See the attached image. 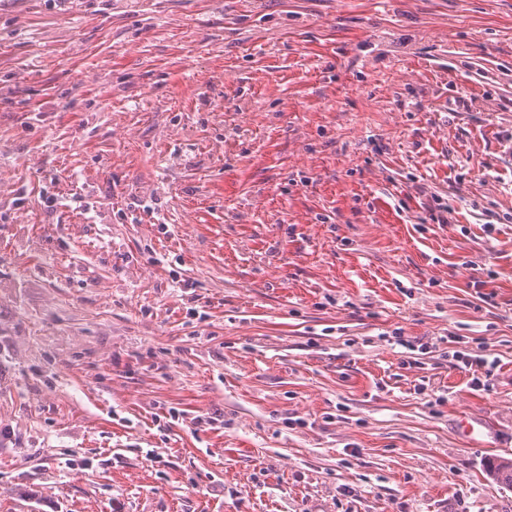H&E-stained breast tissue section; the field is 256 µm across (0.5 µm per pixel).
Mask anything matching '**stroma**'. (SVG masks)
Listing matches in <instances>:
<instances>
[{
	"instance_id": "1",
	"label": "stroma",
	"mask_w": 512,
	"mask_h": 512,
	"mask_svg": "<svg viewBox=\"0 0 512 512\" xmlns=\"http://www.w3.org/2000/svg\"><path fill=\"white\" fill-rule=\"evenodd\" d=\"M511 147L512 0H0V512H512Z\"/></svg>"
}]
</instances>
